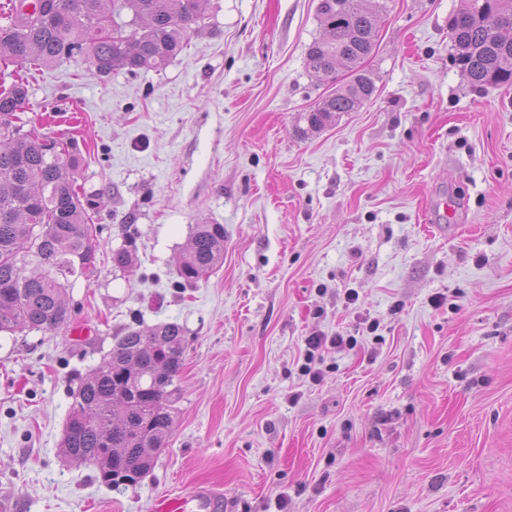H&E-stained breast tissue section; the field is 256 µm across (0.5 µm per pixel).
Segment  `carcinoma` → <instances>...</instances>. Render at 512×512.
Here are the masks:
<instances>
[{
    "instance_id": "obj_1",
    "label": "carcinoma",
    "mask_w": 512,
    "mask_h": 512,
    "mask_svg": "<svg viewBox=\"0 0 512 512\" xmlns=\"http://www.w3.org/2000/svg\"><path fill=\"white\" fill-rule=\"evenodd\" d=\"M205 0H26L0 4V69L20 71L0 89V334L55 331L71 321L69 287L94 266L93 219L77 189V151L23 119L24 73L91 52L101 76L160 69L189 44ZM367 0H319L324 30L307 68L350 80L300 114L297 133L324 128L356 111L375 91L364 68L377 14ZM131 18L121 19L124 11ZM455 61L477 87L512 86V0H461L451 20ZM224 258V225L197 224L175 269L195 283ZM186 340L182 326L130 327L73 393L61 442L69 458L90 463L109 488L133 485L165 447L176 417Z\"/></svg>"
}]
</instances>
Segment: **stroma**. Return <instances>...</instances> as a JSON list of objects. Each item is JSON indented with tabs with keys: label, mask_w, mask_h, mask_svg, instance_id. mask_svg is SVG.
Returning <instances> with one entry per match:
<instances>
[{
	"label": "stroma",
	"mask_w": 512,
	"mask_h": 512,
	"mask_svg": "<svg viewBox=\"0 0 512 512\" xmlns=\"http://www.w3.org/2000/svg\"><path fill=\"white\" fill-rule=\"evenodd\" d=\"M370 2L376 90L305 137L300 113L346 80L307 69L319 0H208L157 71L29 72L27 119L76 139L98 206L67 294L92 332L0 336V512H148L199 483L224 512L282 494L288 512H512V87L455 65L460 0ZM444 197L461 211L442 236ZM197 224L223 225L224 260L182 287ZM123 247L133 270L112 265ZM161 322L186 337L176 423L110 489L62 451L72 392L127 327ZM339 331L358 346L301 375L307 337Z\"/></svg>",
	"instance_id": "obj_1"
}]
</instances>
